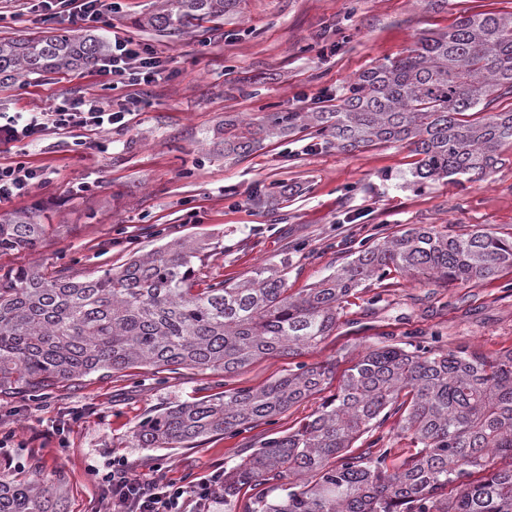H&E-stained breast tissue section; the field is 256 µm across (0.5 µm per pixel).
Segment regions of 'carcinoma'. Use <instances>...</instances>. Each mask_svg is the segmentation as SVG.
<instances>
[{
  "instance_id": "carcinoma-1",
  "label": "carcinoma",
  "mask_w": 512,
  "mask_h": 512,
  "mask_svg": "<svg viewBox=\"0 0 512 512\" xmlns=\"http://www.w3.org/2000/svg\"><path fill=\"white\" fill-rule=\"evenodd\" d=\"M231 0H163L143 24L179 35L219 18ZM102 41L71 32L0 39V83L84 68ZM307 131L340 152L406 142L415 179H484L512 146V12L462 15L419 37L401 57L352 83L328 111L266 112L224 132V155ZM45 225L35 212L0 215V251L30 253ZM206 247L180 239L134 255L120 269L75 281L27 263L0 273V392L41 395L93 372L137 367L237 374L256 359L299 354L336 329L344 299L391 272L446 282L512 269V238L485 228L461 235L412 227L359 252L302 296L260 266L235 285L200 274ZM332 380L301 367L262 387H238L146 420L143 448L272 420ZM398 415L414 452L356 454L354 443ZM282 495L270 499L265 486ZM255 490L251 512H512V350L489 360L463 348L386 345L356 358L336 394L292 431L269 439L224 473V502ZM56 490L0 474V512H61Z\"/></svg>"
}]
</instances>
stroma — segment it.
<instances>
[{
    "mask_svg": "<svg viewBox=\"0 0 512 512\" xmlns=\"http://www.w3.org/2000/svg\"><path fill=\"white\" fill-rule=\"evenodd\" d=\"M110 27L96 30L153 45L170 79L153 84L127 128L111 134L48 133L0 162L42 167L47 185L0 204V215L40 210L51 231L34 262L75 280L116 268L134 253L176 238L210 244L203 274L227 283L268 265L301 295L352 256L415 224L464 234L475 226L512 232V148L484 181L415 183L410 145L342 153L305 132L264 140L246 158L224 155V127L265 112L335 104L363 71L395 59L428 31L464 13L512 11V0H235L224 17L167 36L143 26L157 0H116ZM0 0V38L56 30ZM117 101L87 69L36 74L0 86V111L50 106L62 94ZM92 184L73 194V186ZM465 347L487 358L512 349V270L469 283L397 273L362 283L343 302L335 330L316 349L255 361L228 387H260L299 366L330 362L342 378L359 353L406 341ZM217 375L183 369L94 372L35 399L0 395V472L62 485L64 512H105L91 468L112 462L145 482L183 483L228 470L275 435L295 428L318 402L269 422L206 436L178 448H143L139 426L165 409L219 393Z\"/></svg>",
    "mask_w": 512,
    "mask_h": 512,
    "instance_id": "obj_1",
    "label": "stroma"
}]
</instances>
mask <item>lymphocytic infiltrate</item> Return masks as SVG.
<instances>
[{
    "label": "lymphocytic infiltrate",
    "mask_w": 512,
    "mask_h": 512,
    "mask_svg": "<svg viewBox=\"0 0 512 512\" xmlns=\"http://www.w3.org/2000/svg\"><path fill=\"white\" fill-rule=\"evenodd\" d=\"M37 7L44 15L72 26L112 24L111 0H37ZM165 68V59L151 45L113 35L108 56L94 71L108 77L112 86L126 87L124 99L110 105L92 94L63 95L48 112H0V149L8 151L20 144L39 142L50 129L91 127L108 132L113 126H126L128 115L142 104L138 88L153 85ZM46 182L42 168L21 162L1 163L0 203L28 196ZM95 479L109 512H211L224 495V475L220 472L176 486L144 483L125 469L111 466L96 472Z\"/></svg>",
    "instance_id": "lymphocytic-infiltrate-1"
}]
</instances>
